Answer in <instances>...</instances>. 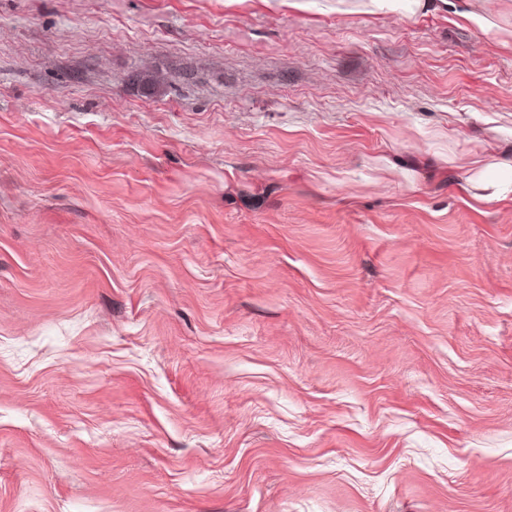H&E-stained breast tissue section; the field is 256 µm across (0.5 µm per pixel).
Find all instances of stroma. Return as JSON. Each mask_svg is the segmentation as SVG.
Instances as JSON below:
<instances>
[{
  "mask_svg": "<svg viewBox=\"0 0 512 512\" xmlns=\"http://www.w3.org/2000/svg\"><path fill=\"white\" fill-rule=\"evenodd\" d=\"M0 512H512V0H0Z\"/></svg>",
  "mask_w": 512,
  "mask_h": 512,
  "instance_id": "35a3bbf8",
  "label": "stroma"
}]
</instances>
